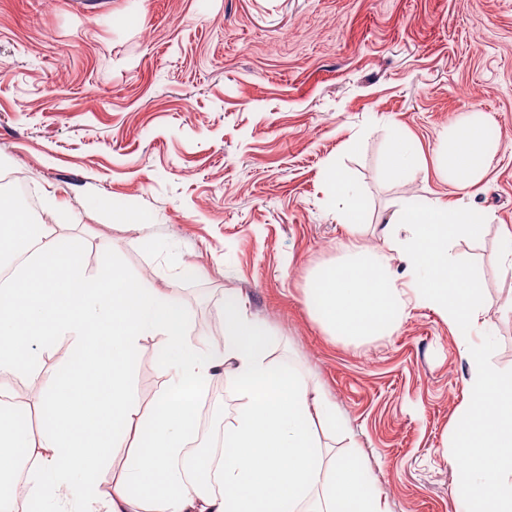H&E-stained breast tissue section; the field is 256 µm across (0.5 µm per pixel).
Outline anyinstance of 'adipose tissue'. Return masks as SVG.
<instances>
[{"instance_id":"ef3b65f1","label":"adipose tissue","mask_w":512,"mask_h":512,"mask_svg":"<svg viewBox=\"0 0 512 512\" xmlns=\"http://www.w3.org/2000/svg\"><path fill=\"white\" fill-rule=\"evenodd\" d=\"M500 148L486 127L464 120L442 139L441 171L472 195ZM323 179L336 221L348 232L345 255L315 271L304 289L311 317L327 334L362 342L393 335L410 308L436 311L457 337L468 365L467 398L448 436L458 468L462 512H512V372L495 368L473 336L492 330V302L473 270L451 257L459 239H479L489 216L463 203L408 199L391 215L389 250H368L355 236L368 203L340 165ZM30 247L24 263L0 284V374L38 377L39 353L66 337L70 360L45 394L44 428L32 435L15 415L0 413V478L31 459L24 483L29 512L57 498L77 512H386L359 453L328 456L322 428H342L334 403L305 377L268 358L269 330L237 294L224 296V343L205 349L172 294L116 265L86 275L83 245L52 235L15 204L0 202V238ZM403 263L409 282L395 268ZM164 340L168 375L149 414L132 387L141 341ZM230 383L237 401L224 425L220 492L201 489L180 460L198 399ZM122 474L108 479L110 459Z\"/></svg>"}]
</instances>
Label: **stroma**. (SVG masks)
Segmentation results:
<instances>
[{"instance_id": "35a3bbf8", "label": "stroma", "mask_w": 512, "mask_h": 512, "mask_svg": "<svg viewBox=\"0 0 512 512\" xmlns=\"http://www.w3.org/2000/svg\"><path fill=\"white\" fill-rule=\"evenodd\" d=\"M467 115L502 146L467 199L490 215L487 233L451 254L493 300L489 357L507 372L512 0H0V178L23 175L50 231L82 239L87 274L115 261L172 293L196 333L239 294L272 332L271 359L336 403L349 432L323 441L338 455L360 448L389 512H459L447 448L467 364L427 307L361 344L309 316L307 279L347 238L322 171L348 172L370 202L359 240L386 248L383 221L403 199L458 201L438 161L444 131ZM393 125L419 150L401 178L387 168ZM124 209L153 221L123 224ZM161 350L145 338L135 365L145 411L163 388ZM68 356L56 340L24 383L33 432Z\"/></svg>"}]
</instances>
